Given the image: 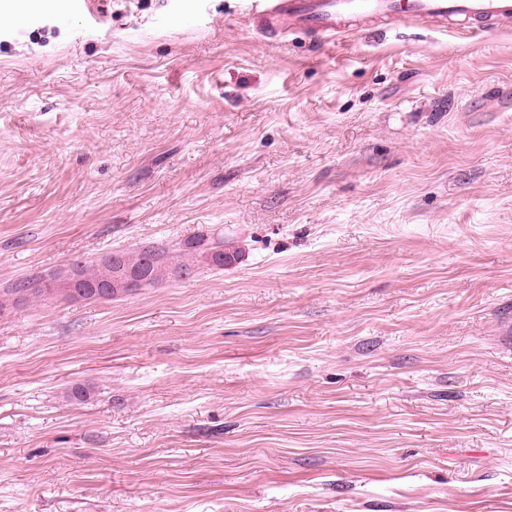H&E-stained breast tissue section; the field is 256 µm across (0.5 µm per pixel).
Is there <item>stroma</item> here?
Returning <instances> with one entry per match:
<instances>
[{
	"mask_svg": "<svg viewBox=\"0 0 512 512\" xmlns=\"http://www.w3.org/2000/svg\"><path fill=\"white\" fill-rule=\"evenodd\" d=\"M11 4L0 288L245 255L0 313V512H512V25L316 47L249 0ZM113 253L121 255L120 264L125 270L141 273V284L137 290L154 287L171 278H188L204 266L224 268L237 262L242 255L239 248L230 245L224 238L214 239L208 234L187 241L176 255H169L168 251L154 246L136 251H109L96 260L75 259L63 271L31 275L12 282L7 288H1L0 311L30 300L41 303L57 299L112 300L125 295L124 288H112L113 280L119 276V266L112 263ZM68 268L77 271V278L60 283L63 279L61 275ZM47 284L54 288H44ZM101 290L105 295L99 293Z\"/></svg>",
	"mask_w": 512,
	"mask_h": 512,
	"instance_id": "35a3bbf8",
	"label": "stroma"
}]
</instances>
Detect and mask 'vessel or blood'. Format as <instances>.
Segmentation results:
<instances>
[{
	"label": "vessel or blood",
	"instance_id": "1",
	"mask_svg": "<svg viewBox=\"0 0 512 512\" xmlns=\"http://www.w3.org/2000/svg\"><path fill=\"white\" fill-rule=\"evenodd\" d=\"M261 33L288 36L302 32L323 41L341 26L362 31L364 23L404 16L483 29L512 21V0H251Z\"/></svg>",
	"mask_w": 512,
	"mask_h": 512
}]
</instances>
